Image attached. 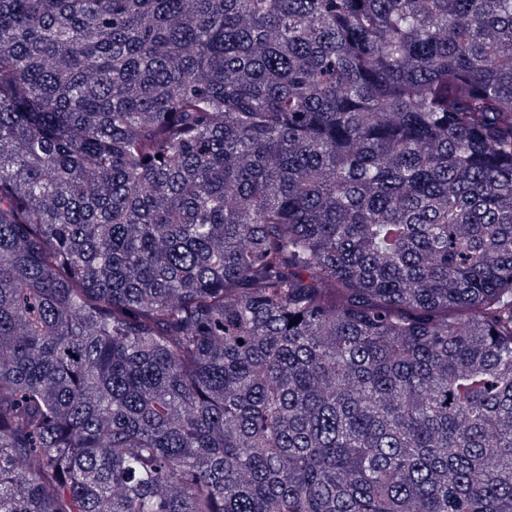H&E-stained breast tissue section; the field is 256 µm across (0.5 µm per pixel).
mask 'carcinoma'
Returning a JSON list of instances; mask_svg holds the SVG:
<instances>
[{"label":"carcinoma","mask_w":512,"mask_h":512,"mask_svg":"<svg viewBox=\"0 0 512 512\" xmlns=\"http://www.w3.org/2000/svg\"><path fill=\"white\" fill-rule=\"evenodd\" d=\"M0 512H512V0H0Z\"/></svg>","instance_id":"carcinoma-1"}]
</instances>
